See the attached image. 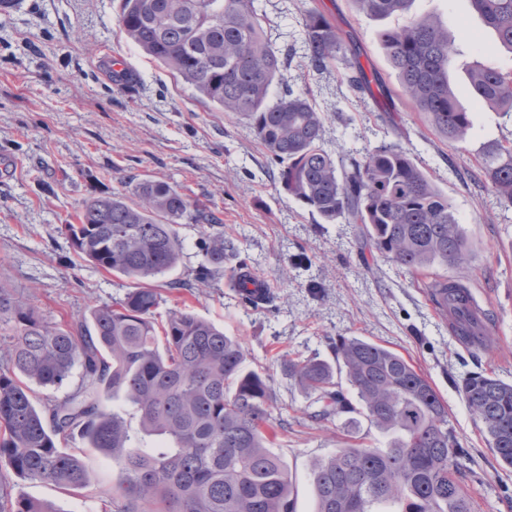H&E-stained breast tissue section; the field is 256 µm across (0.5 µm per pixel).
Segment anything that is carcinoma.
I'll use <instances>...</instances> for the list:
<instances>
[{"label":"carcinoma","mask_w":512,"mask_h":512,"mask_svg":"<svg viewBox=\"0 0 512 512\" xmlns=\"http://www.w3.org/2000/svg\"><path fill=\"white\" fill-rule=\"evenodd\" d=\"M355 2L374 17L408 16L381 34L401 95L448 143L466 142L477 116L459 105L450 86L456 46L442 20L410 14L414 0ZM470 3L512 52V0ZM119 25L129 43L217 111L245 121L288 192L323 220L362 225L375 250L411 274L467 266L469 241L455 209L404 148L384 142L332 150L324 115L305 92L288 86L270 100L290 54L267 38L258 0H123ZM296 35L308 68L327 73L344 65L349 86L379 104V78L358 55L345 56L346 45L356 43L322 10L305 8ZM467 75L478 105L512 112L511 73L476 60ZM478 165L488 189L512 205V142L482 148ZM133 195L92 196L77 223L63 225L85 260L131 281L122 300L94 307L77 323L53 324L0 287V321L13 325L0 359V463L20 478L79 492L90 485L88 468L61 447L78 439L118 470L102 491L111 512H297L291 476L267 446L270 375L249 367L237 337L195 313L156 318L161 293L154 282L182 258L180 225H203L202 282L224 268L236 245L224 239L214 213L176 185L144 179ZM228 279L240 296L252 283L241 264ZM424 286L458 336L478 342L489 314L476 308L469 287L436 276ZM334 358L288 355L279 365L310 399L309 418L341 419L354 430L365 420L386 443L383 450L347 444L314 461L315 512H474L460 481L463 446L429 378L362 336L341 338ZM77 367L82 384L37 409L31 385L59 389ZM461 389L491 447L512 468V383L478 373ZM102 391L135 410L138 431L104 408ZM138 433L153 438L150 447L134 444ZM10 512L57 510L20 494Z\"/></svg>","instance_id":"cac0c4a2"}]
</instances>
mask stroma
<instances>
[{"mask_svg": "<svg viewBox=\"0 0 512 512\" xmlns=\"http://www.w3.org/2000/svg\"><path fill=\"white\" fill-rule=\"evenodd\" d=\"M264 27L286 47L299 13L318 4L360 49L366 69L389 92L368 109L343 78V67L318 74L294 57L274 92L306 88L326 117V137L349 147L399 140L456 209L471 243L467 268H438L462 279L476 303L492 312L482 347L452 333L429 301L423 277L396 270L362 245L354 224L325 223L288 194L276 165L244 122L218 112L187 83L127 42L118 20L122 0H14L0 13V286L25 298L50 322L70 323L93 306L123 298L128 279L81 260L61 230L98 190L123 179L152 178L181 187L211 209L225 239L252 274L266 280L272 304L253 307L216 274L197 279L204 260L200 227L180 228L179 264L158 284L159 315L187 309L242 342L252 365L275 353L333 360L331 342L363 336L388 346L427 375L448 403L450 423L465 449L463 485L475 512H512V469L502 468L470 415L458 384L475 373L512 383V207L488 191L475 160L483 145L512 139V117L498 108L477 115L466 143L448 144L400 96L378 34L404 16L375 19L354 0H260ZM417 14L440 15L455 40L450 67L458 103L472 108L465 70L474 60L512 72V53L472 10L470 0H415ZM124 58L132 81L117 85L105 55ZM309 400L281 370H273L269 405L271 448L288 466L297 512H314V459L344 440L343 422L320 426L307 417ZM91 484L69 495L54 485L0 467V482L51 504L56 512H104L99 491L116 470L109 458L79 448Z\"/></svg>", "mask_w": 512, "mask_h": 512, "instance_id": "stroma-1", "label": "stroma"}]
</instances>
